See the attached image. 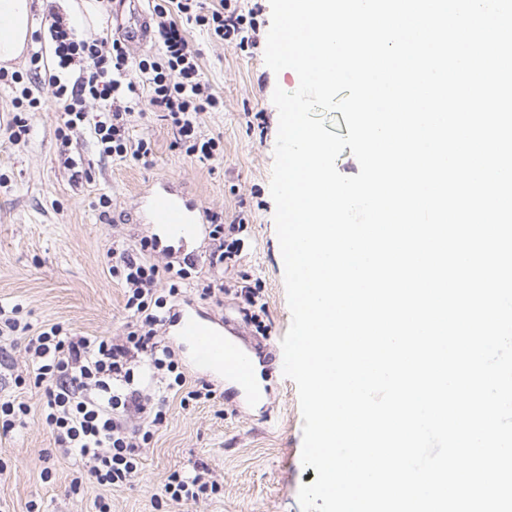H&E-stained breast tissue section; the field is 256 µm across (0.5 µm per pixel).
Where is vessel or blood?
Masks as SVG:
<instances>
[{
    "instance_id": "obj_1",
    "label": "vessel or blood",
    "mask_w": 512,
    "mask_h": 512,
    "mask_svg": "<svg viewBox=\"0 0 512 512\" xmlns=\"http://www.w3.org/2000/svg\"><path fill=\"white\" fill-rule=\"evenodd\" d=\"M141 0H113L112 30L129 45L147 48L152 39L150 16ZM139 223L149 224L173 241L200 237L210 214L203 203L189 196L171 177L151 180L134 207ZM232 322L220 323L193 311L178 315L177 334L190 348L191 367L200 374L232 382L243 398H250L253 384L249 353L226 333Z\"/></svg>"
}]
</instances>
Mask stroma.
<instances>
[{
  "instance_id": "stroma-1",
  "label": "stroma",
  "mask_w": 512,
  "mask_h": 512,
  "mask_svg": "<svg viewBox=\"0 0 512 512\" xmlns=\"http://www.w3.org/2000/svg\"><path fill=\"white\" fill-rule=\"evenodd\" d=\"M67 15L78 36L99 35L110 24L112 5L69 0ZM191 36L201 43L204 72L224 101L203 124L205 133L223 138L224 164L215 169L173 148L170 126L153 114L133 129L134 137L151 140V165L101 157L87 127L62 146L60 105L44 83L32 85L41 108L28 113L26 135L11 143L6 126L15 111L14 93L0 86V306L19 307L21 322L35 330L58 323L78 335L124 336V293L107 270L105 254L116 241L131 247L144 237L156 239L152 225L135 223L133 207L148 181L173 177L210 213L247 222L236 262L198 270L202 279L228 287L259 285L266 303L261 327L244 322L245 301L238 295H226L219 305L190 288L185 302L235 322L238 343L260 367L262 396L238 413L232 384L217 380L210 401H171L168 422L146 448L135 482L106 495L87 479L75 495L70 484L85 472V462L56 454L41 416L43 389L31 382L15 385V376L28 370L23 340L0 343V399L18 397L30 408L12 432L0 433V512H98L103 496L110 512H301L299 488L317 478L315 468L301 462L298 390L282 372L281 340L291 313L270 192L279 120L272 94L278 87L295 91L299 81L287 69L273 73L263 52L208 42L196 29ZM69 157L87 172L80 182L70 179ZM104 193L112 199L107 208L99 204ZM201 464L216 480V494L177 503L162 496L173 471Z\"/></svg>"
}]
</instances>
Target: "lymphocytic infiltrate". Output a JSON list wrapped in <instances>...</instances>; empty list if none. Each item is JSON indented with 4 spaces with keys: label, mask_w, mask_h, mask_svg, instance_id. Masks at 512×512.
Here are the masks:
<instances>
[{
    "label": "lymphocytic infiltrate",
    "mask_w": 512,
    "mask_h": 512,
    "mask_svg": "<svg viewBox=\"0 0 512 512\" xmlns=\"http://www.w3.org/2000/svg\"><path fill=\"white\" fill-rule=\"evenodd\" d=\"M48 15L60 71L47 78L63 105L65 128L92 119L101 156L148 166L152 143L133 138L131 130L147 113L158 112L174 128V144L186 156L223 160L220 137L203 132L205 114L219 110L222 101L204 77L202 50L188 30L195 27L212 40L254 51L261 46L255 11H242L237 0H156L157 48L137 56L117 39L76 38L58 11ZM90 106L95 109L91 118L86 115ZM243 228L238 217L213 225L210 266H223L241 254ZM155 248V241L144 238L134 248L112 253L108 272L125 297L122 338L71 336L57 323L33 333L15 311L0 306V335H26L24 351L34 383L46 397L43 421L58 452L87 460L90 479L106 490L138 477L143 448L167 421L168 394L196 401L213 396L206 382L188 385L182 362L161 334L197 263L159 261ZM217 488L208 470L190 475L176 471L162 494L173 502L197 500Z\"/></svg>",
    "instance_id": "f902f5d3"
}]
</instances>
